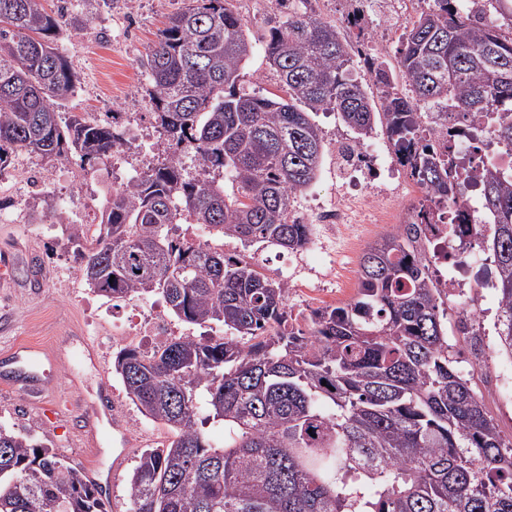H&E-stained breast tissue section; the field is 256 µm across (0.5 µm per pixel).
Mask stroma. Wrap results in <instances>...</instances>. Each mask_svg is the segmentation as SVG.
<instances>
[{
  "label": "stroma",
  "instance_id": "1",
  "mask_svg": "<svg viewBox=\"0 0 512 512\" xmlns=\"http://www.w3.org/2000/svg\"><path fill=\"white\" fill-rule=\"evenodd\" d=\"M185 4L186 0H74L69 6L73 23L56 40L79 77L75 95L60 108L62 117L110 112L121 127L136 119L150 123L147 78L137 60L154 44L168 17ZM234 7L246 21L254 46L241 71L240 90L287 97L264 53L267 31L284 15V7L275 0H235ZM353 7L352 0H309L307 5L309 11L340 24L348 41L372 40L380 17L366 14L359 28L343 25ZM317 122L327 151L316 182L299 198L309 206L333 198L343 177L341 149L351 139L334 114H318ZM53 168L54 197L63 206H73L78 198H109L111 183L88 176L75 162L57 161ZM51 221L48 205L39 199L31 205L29 221H0V258H9L15 266L11 281L0 283V358L13 344L36 347L41 374L40 380L20 389L0 380V427L54 448L86 480L113 472L112 488L101 497L108 512H128L129 474L142 452L167 443L169 434L126 398L114 371V360L126 342L113 336L112 329L132 308L146 310L151 302L136 298L115 302L94 293L83 278L66 229L47 231ZM387 231L384 224H354L348 232L327 235L301 269L295 265L294 253L263 245L259 248L262 272L275 280L288 276L300 281L302 288L289 295L286 310L303 320L320 308L328 292L345 301L339 279L328 277V269L358 267L363 251ZM476 304L485 312L478 326L485 349L483 369L470 366V342L458 330L454 300L448 303V342L459 352L460 370L472 373L473 386L483 394L503 438L511 440L512 401L490 390L498 375L512 374V359L500 351L494 329L496 291L478 293ZM107 387L115 403L113 421L87 422L95 392ZM116 449L125 453V463L117 472L112 469Z\"/></svg>",
  "mask_w": 512,
  "mask_h": 512
}]
</instances>
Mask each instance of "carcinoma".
<instances>
[{
    "mask_svg": "<svg viewBox=\"0 0 512 512\" xmlns=\"http://www.w3.org/2000/svg\"><path fill=\"white\" fill-rule=\"evenodd\" d=\"M0 0V168L11 153L93 171L123 146L114 121H62L78 76L55 47L66 0ZM233 0H188L138 60L159 131L156 163L112 191L90 230L71 225L89 288L113 300L161 296L169 312L220 332L181 336L115 373L125 396L171 441L128 479L130 512H512V442L456 367L447 309L418 257L461 181L417 140L430 109L489 118L512 144V0L499 14L427 0L398 37L399 87L386 60L358 81L339 28L306 11L271 27L265 54L288 98L241 93L253 53ZM332 112L352 145L385 129L430 195L415 223L388 232L359 262L355 298L287 328L288 288L241 257L166 232L183 216L218 238L286 250L310 225L294 195L321 169L315 121ZM476 224L496 259L499 350L512 357V168L481 173ZM224 429L213 444L201 425ZM0 512H106L99 491L54 449L0 428Z\"/></svg>",
    "mask_w": 512,
    "mask_h": 512,
    "instance_id": "1",
    "label": "carcinoma"
}]
</instances>
